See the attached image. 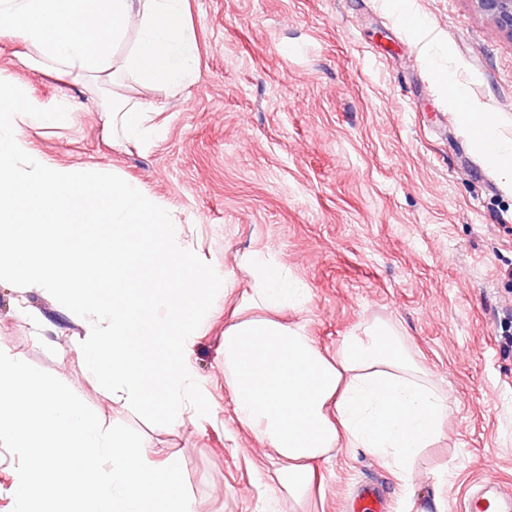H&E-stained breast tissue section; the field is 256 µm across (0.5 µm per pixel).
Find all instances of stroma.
<instances>
[{"instance_id":"obj_1","label":"stroma","mask_w":512,"mask_h":512,"mask_svg":"<svg viewBox=\"0 0 512 512\" xmlns=\"http://www.w3.org/2000/svg\"><path fill=\"white\" fill-rule=\"evenodd\" d=\"M198 70L164 106L147 149L109 147L83 87L22 65L0 43V79L47 104L68 97L70 127H24L57 164L138 182L184 226L231 291L189 358L216 423L154 426L89 375L74 342L83 321L49 293L0 281V347L61 380L110 427L125 424L181 459L198 512H266L268 451L234 420L224 388V326L249 294L244 256L268 255L309 291L302 312L335 350L384 321L448 392L438 444L417 463L421 512H459L477 481L512 487V185L454 123L452 86L512 138V38L474 0H189ZM424 20L417 30L411 18ZM318 512H346L363 485L388 512L403 493L384 463L344 448L322 463Z\"/></svg>"}]
</instances>
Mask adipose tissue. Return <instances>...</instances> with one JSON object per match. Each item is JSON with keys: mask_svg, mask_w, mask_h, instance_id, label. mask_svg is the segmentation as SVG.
<instances>
[{"mask_svg": "<svg viewBox=\"0 0 512 512\" xmlns=\"http://www.w3.org/2000/svg\"><path fill=\"white\" fill-rule=\"evenodd\" d=\"M187 0H0V43L17 41L22 61L56 80L82 79L116 145H151L161 109L139 90H181L191 79L197 45L186 25ZM472 141L512 183V140L489 113ZM250 302L261 317L224 330V384L240 426L274 465V500L308 512L321 492L320 464L332 450L362 448L409 488L416 457L433 447L448 420L446 395L406 353L398 334L373 323L327 355L304 324L275 312L303 308L307 289L287 284L260 254L245 258Z\"/></svg>", "mask_w": 512, "mask_h": 512, "instance_id": "ef3b65f1", "label": "adipose tissue"}]
</instances>
